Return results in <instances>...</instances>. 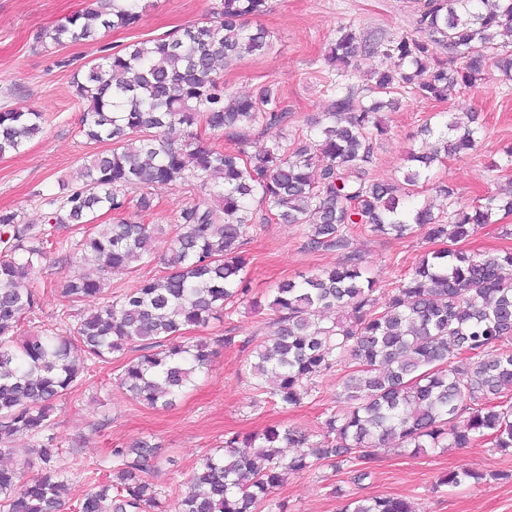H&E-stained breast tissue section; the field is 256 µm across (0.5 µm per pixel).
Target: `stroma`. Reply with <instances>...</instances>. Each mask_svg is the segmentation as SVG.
<instances>
[{
	"label": "stroma",
	"instance_id": "1",
	"mask_svg": "<svg viewBox=\"0 0 512 512\" xmlns=\"http://www.w3.org/2000/svg\"><path fill=\"white\" fill-rule=\"evenodd\" d=\"M144 2L146 8L132 28L104 32L94 42L45 48L38 41L41 30L80 10L84 0H0V111L34 109L44 117L38 137L20 153L0 159V210L16 212L23 223L43 226L48 239V259L34 273L45 297L39 309L24 319L22 335L63 326L68 307L62 294L65 280L95 270L90 262L59 260L61 242L79 239L82 227L44 220L45 198L60 194L62 188L80 186L84 161L103 149L83 134L86 105L74 96L72 71L61 67V59L80 56L88 60L100 56L105 45L118 50L162 37L200 21L216 0ZM423 4L424 0H269L267 11L249 21L250 26L270 31L269 51L261 57L229 62L221 73L230 93L253 94L266 85L276 87L288 112L287 127L268 126L252 134V150L280 140L284 132L308 130L319 120L327 76L323 55L340 25L352 26L363 38L375 31L390 37L412 34ZM439 112L479 113L485 132L475 149L437 164L433 180L452 187L463 207L511 186L512 167L505 165V152L512 147V85L500 82L493 68L481 84L455 89L445 101L410 96L403 99L399 111L385 113L388 132L377 143L371 177L394 178L407 151L418 145L422 125ZM130 196L149 199L142 220L162 225L163 232L153 242L150 263L112 276L110 290L115 295L162 273L175 220L196 198L197 189L188 183H157L142 192L131 191ZM437 247L422 229L403 238L378 236L360 225L350 233V251L361 257L382 288ZM458 247L471 253L512 250V215L480 225ZM244 255L252 299L261 302L279 281L310 275L343 260L336 251L307 249L299 225L276 221L249 231ZM272 319V312L262 305L255 308L250 301L236 302L210 320L202 334L216 341L229 334L241 338L254 332L266 335ZM248 355V349L239 345L218 344L208 373L198 377L169 409L143 406L118 387L122 360L97 365L82 386L58 402L51 417L59 448L57 464L69 487L63 512H73L78 500L104 480L112 448L142 438L161 446L163 462L152 481L170 503L184 491L196 461L222 447L225 436H245L275 426L298 429L318 440L326 418L338 408L339 372L317 379L302 404L286 408L258 400ZM350 470L347 464L335 467L319 462L312 469L290 474L274 497L285 503L287 512H339L344 492L405 498L416 512H512V454L494 450L485 440L467 448H439L425 454L392 447L375 449L371 475L359 485L351 482ZM458 470L479 474V482L444 485L448 473Z\"/></svg>",
	"mask_w": 512,
	"mask_h": 512
}]
</instances>
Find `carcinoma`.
Instances as JSON below:
<instances>
[{
	"label": "carcinoma",
	"mask_w": 512,
	"mask_h": 512,
	"mask_svg": "<svg viewBox=\"0 0 512 512\" xmlns=\"http://www.w3.org/2000/svg\"><path fill=\"white\" fill-rule=\"evenodd\" d=\"M267 2L219 0L202 21L172 35L74 67V95L86 103L84 133L110 148L83 165L82 186L46 199L45 221L94 224L70 245L69 258L96 262L98 274L66 280L63 294L100 305L63 331L21 335V320L44 295L31 274L46 257L47 239L18 214L0 211V458L11 454L14 436L25 434L38 438L42 463L23 484L14 469L0 466V512H61L67 481L56 466L50 417L54 402L74 392L92 366L139 348L117 381L151 408L172 407L208 371L210 343L181 338L233 300L247 299L242 246L253 225L301 224L310 248L345 251L357 224L396 238L424 227L428 237L456 244L496 212L512 214L511 191L468 211L456 208L453 188L438 183L433 189L448 199L446 215L411 201L415 187L431 182L435 162L475 147L481 127L472 113H443L436 125L425 124V141L409 152L402 180L369 177L385 134L379 113L397 108L404 95L445 100L455 88L485 80L490 60L512 81V0H426L416 18L422 39L360 40L352 28H339L324 58L331 79L319 126L292 149L284 135L250 153L249 133L287 124L288 113L270 86L254 95L226 92L219 69L269 50L268 31L248 25ZM144 8L141 0H84L65 21L43 29L39 42L93 41L103 29L134 27ZM441 50L451 67L439 60ZM359 51L382 56L362 86L348 71ZM41 125L40 112L0 111V158L24 149ZM202 129L228 133L235 146L213 148ZM177 181L195 183L198 198L176 218L164 274L108 294L111 275L152 259L159 230L129 216V191ZM102 210L120 218L94 223ZM268 307L275 315L270 335L244 340L257 389L296 406L313 379L339 368L343 406L315 443L274 427L227 438L197 462L174 512H277L272 494L289 474L320 461L355 460L360 467L351 480L358 485L370 476L373 449L386 444L424 453L487 437L494 449L512 451V351L503 349L512 340V252L444 247L382 290L349 255L331 269L279 282ZM160 462L148 441L112 449V475L78 501V512H167L148 480ZM341 512L414 510L403 498L356 497Z\"/></svg>",
	"instance_id": "cac0c4a2"
}]
</instances>
